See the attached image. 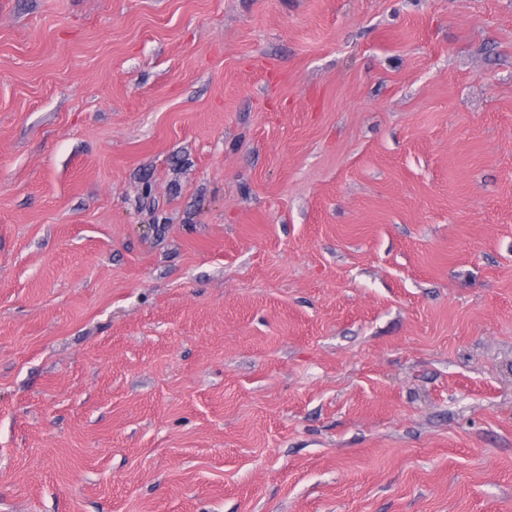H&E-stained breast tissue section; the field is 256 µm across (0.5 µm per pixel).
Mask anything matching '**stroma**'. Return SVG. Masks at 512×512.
<instances>
[{
	"mask_svg": "<svg viewBox=\"0 0 512 512\" xmlns=\"http://www.w3.org/2000/svg\"><path fill=\"white\" fill-rule=\"evenodd\" d=\"M0 512H512V0H0Z\"/></svg>",
	"mask_w": 512,
	"mask_h": 512,
	"instance_id": "1",
	"label": "stroma"
}]
</instances>
